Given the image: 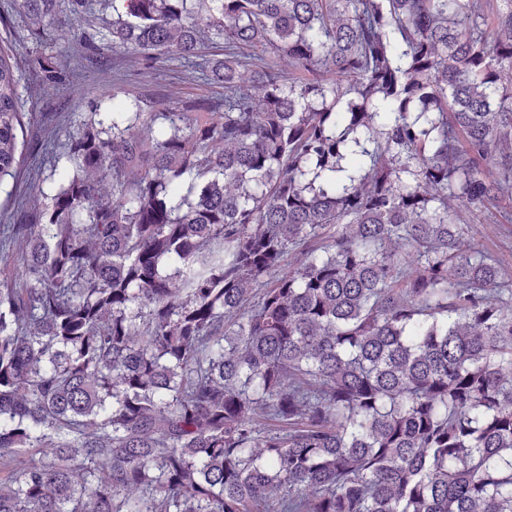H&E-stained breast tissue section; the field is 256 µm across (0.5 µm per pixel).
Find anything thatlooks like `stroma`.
I'll use <instances>...</instances> for the list:
<instances>
[{"mask_svg":"<svg viewBox=\"0 0 512 512\" xmlns=\"http://www.w3.org/2000/svg\"><path fill=\"white\" fill-rule=\"evenodd\" d=\"M89 27L86 18L58 15L39 44L31 37L26 18L16 0H0V37L11 42L26 65L19 74L18 91L25 114L24 162L16 178L0 183V224H13L35 217L39 191H50L55 170L66 163L65 144L70 133L93 112H108L111 99L98 93L99 86L118 83L127 99L141 97L162 105L199 96L219 97L222 86L204 84L195 68L162 59L145 66L126 50L97 40L88 47L82 35ZM63 64L69 72L65 85L52 87L40 79L42 65ZM462 223L473 225L474 239L494 253L502 268L512 274V199L498 198L487 204L494 221L483 220L482 211L464 200H451Z\"/></svg>","mask_w":512,"mask_h":512,"instance_id":"35a3bbf8","label":"stroma"}]
</instances>
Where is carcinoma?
<instances>
[{"label":"carcinoma","mask_w":512,"mask_h":512,"mask_svg":"<svg viewBox=\"0 0 512 512\" xmlns=\"http://www.w3.org/2000/svg\"><path fill=\"white\" fill-rule=\"evenodd\" d=\"M502 2L98 0L224 97L92 113L0 225V512H512V279L448 211L512 196Z\"/></svg>","instance_id":"carcinoma-1"}]
</instances>
